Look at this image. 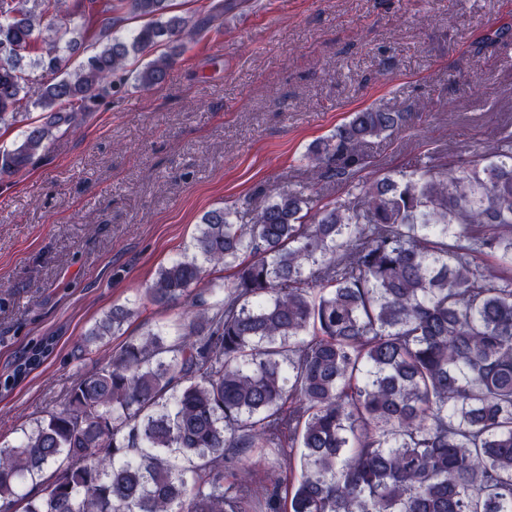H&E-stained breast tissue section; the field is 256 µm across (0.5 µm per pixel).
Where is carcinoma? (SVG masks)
I'll return each mask as SVG.
<instances>
[{"mask_svg":"<svg viewBox=\"0 0 512 512\" xmlns=\"http://www.w3.org/2000/svg\"><path fill=\"white\" fill-rule=\"evenodd\" d=\"M0 0V124L28 98L44 112L0 149V179L76 128L160 43L184 48L212 19L171 0H114L143 20L76 68L66 0ZM512 37L488 31L473 53ZM35 54L36 89L20 62ZM160 56L135 80L166 82ZM408 112L350 114L306 153L345 190L322 203L284 190L240 222L208 211L194 254L161 268L145 296L184 307L175 329L125 342L82 376L61 409L0 446V501L21 512H512V131L462 163L434 152L409 170L371 166L369 140ZM230 272L213 311L195 290ZM136 313L114 305L94 345ZM30 346L0 382H22L54 352Z\"/></svg>","mask_w":512,"mask_h":512,"instance_id":"carcinoma-1","label":"carcinoma"}]
</instances>
